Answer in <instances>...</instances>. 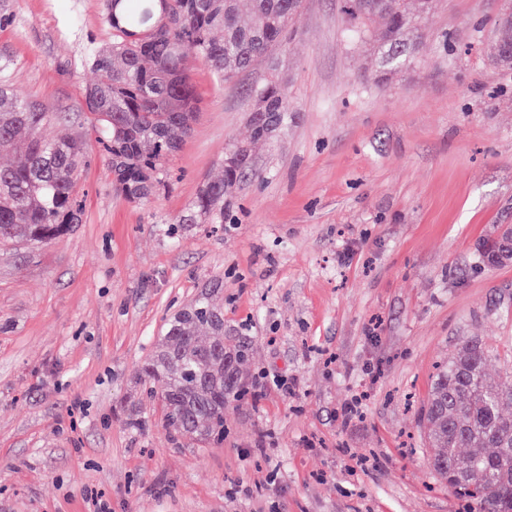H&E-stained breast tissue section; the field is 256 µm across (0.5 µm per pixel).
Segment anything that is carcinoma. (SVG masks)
Returning a JSON list of instances; mask_svg holds the SVG:
<instances>
[{
    "instance_id": "carcinoma-1",
    "label": "carcinoma",
    "mask_w": 512,
    "mask_h": 512,
    "mask_svg": "<svg viewBox=\"0 0 512 512\" xmlns=\"http://www.w3.org/2000/svg\"><path fill=\"white\" fill-rule=\"evenodd\" d=\"M302 0H248L250 20L240 19L241 0H107L112 45L94 50V80L85 104L113 185L141 202L163 185L166 160L192 129L196 98L188 58L233 81L280 49L299 15ZM434 0H349L353 38L379 50L382 73L413 61L424 37L422 20ZM493 58L512 68V0H502ZM277 113L282 127L290 112L288 93L270 74L247 89ZM57 115L0 86V241L44 244L82 220L79 180L90 162L85 141L46 133ZM234 165L202 185L187 221L224 223V194L248 171L251 144L234 143ZM512 250L501 230L482 246V261L497 266ZM223 283L200 291L164 324L162 338L145 362L144 384L158 398L163 423L195 442L224 438V402L236 397L228 366L248 356L242 337L224 340ZM491 347L474 337L457 343L436 374L425 409L434 453L431 470L463 503L464 512H512V381L486 373Z\"/></svg>"
}]
</instances>
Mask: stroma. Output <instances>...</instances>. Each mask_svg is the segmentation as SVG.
Masks as SVG:
<instances>
[{"label":"stroma","mask_w":512,"mask_h":512,"mask_svg":"<svg viewBox=\"0 0 512 512\" xmlns=\"http://www.w3.org/2000/svg\"><path fill=\"white\" fill-rule=\"evenodd\" d=\"M499 3L437 0L415 59L385 83L345 0H303L287 46L237 81L191 61L193 129L164 187L134 203L85 115L89 56L112 42L102 0H10L0 81L94 157L82 223L0 242V512H462L430 473L423 412L460 338L492 346V379L512 367V264L481 258L512 225ZM270 66L287 125L256 146L223 223H187L249 136L245 90ZM217 280L224 333L251 353L223 440L192 444L163 426L141 368L167 318ZM135 407L149 419L137 431L123 423Z\"/></svg>","instance_id":"stroma-1"}]
</instances>
